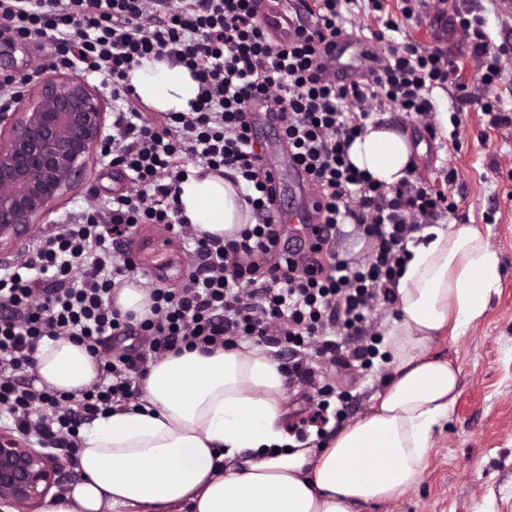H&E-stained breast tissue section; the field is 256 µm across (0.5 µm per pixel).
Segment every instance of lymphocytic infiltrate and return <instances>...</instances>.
<instances>
[{"label":"lymphocytic infiltrate","instance_id":"obj_1","mask_svg":"<svg viewBox=\"0 0 512 512\" xmlns=\"http://www.w3.org/2000/svg\"><path fill=\"white\" fill-rule=\"evenodd\" d=\"M346 2L310 0L295 9L293 37L282 42L265 21L279 0H0L1 39L43 40L52 67L81 65L101 76L119 104L106 152L132 182L66 217L23 263L0 268L1 422L25 438L73 448L82 422L139 397L153 362L241 342L273 348L289 385L315 393L314 415L295 429L299 439L324 436L330 421L344 419L346 396L327 384L328 368L371 365L382 341L368 323L373 303L394 302L412 233L453 209L416 170L388 190L350 163L348 148L372 113L391 107L426 116L453 62L408 44L373 54L367 79L337 80L324 57L347 32ZM456 24L481 84L492 86L502 66L486 19L460 14ZM145 58L190 71L199 89L190 111L147 117L129 82ZM255 99L280 110L288 157L319 198L299 249L282 242L278 194L247 117ZM192 166L242 184L251 223L224 240L195 237L176 205ZM142 224L164 226L190 245L193 266L178 286L142 283L149 307L139 317L120 314L112 297L139 281L132 235ZM347 224L369 241L366 259L335 252ZM61 337L100 362L91 387L65 393L30 382L40 342Z\"/></svg>","mask_w":512,"mask_h":512}]
</instances>
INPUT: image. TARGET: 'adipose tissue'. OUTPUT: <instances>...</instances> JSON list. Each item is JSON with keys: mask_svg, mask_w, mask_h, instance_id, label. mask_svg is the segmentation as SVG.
<instances>
[{"mask_svg": "<svg viewBox=\"0 0 512 512\" xmlns=\"http://www.w3.org/2000/svg\"><path fill=\"white\" fill-rule=\"evenodd\" d=\"M129 82L149 107L186 112L198 83L183 67L143 59ZM350 161L391 187L413 162L407 132L367 123ZM182 215L197 234L232 235L250 220L224 176L189 173ZM396 285L401 320L386 338L393 377L370 412L327 445L300 442L283 419L284 375L256 347L197 350L152 365L141 405L117 407L79 432L81 482L45 497L41 512H355L402 495L421 477L432 430L456 400L459 369L429 356L430 344L485 313L499 257L473 224L416 232ZM39 384L73 393L100 365L67 339L41 342Z\"/></svg>", "mask_w": 512, "mask_h": 512, "instance_id": "ef3b65f1", "label": "adipose tissue"}]
</instances>
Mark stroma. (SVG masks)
<instances>
[{
    "mask_svg": "<svg viewBox=\"0 0 512 512\" xmlns=\"http://www.w3.org/2000/svg\"><path fill=\"white\" fill-rule=\"evenodd\" d=\"M396 16L397 31H384L368 11L353 7L350 20L362 38L383 32L381 54L410 42L423 49L448 52L457 62L443 86L434 88V110L414 119L388 109V121L408 128L421 152L414 165L430 184L444 190L455 203L450 224L479 225L500 259V279L484 316L458 335H444L429 347L431 354L448 358L460 368L459 395L446 419L434 428L426 468L419 482L389 502L366 505L362 512H512V125L495 126L480 106L485 91L476 64L461 34L452 32L450 18L464 10L487 20L494 44L512 42V4L501 0H418L411 19L401 16L402 0H386ZM48 50L40 40L0 42V78L48 74ZM466 87L468 99L458 97ZM459 115L461 136L452 140L441 127V113ZM453 184H445L448 171ZM130 187L127 174L103 162L91 165L84 182L60 200L41 224L0 252V266L23 263L42 231L60 223L84 201L107 198ZM133 248L143 273L164 287L180 281L190 266L182 243L151 224L134 234ZM392 373L387 353H380L370 369L357 366L329 370L336 390L347 392L350 420L369 409L371 399Z\"/></svg>",
    "mask_w": 512,
    "mask_h": 512,
    "instance_id": "35a3bbf8",
    "label": "stroma"
}]
</instances>
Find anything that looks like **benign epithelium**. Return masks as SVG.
Returning <instances> with one entry per match:
<instances>
[{
    "instance_id": "benign-epithelium-1",
    "label": "benign epithelium",
    "mask_w": 512,
    "mask_h": 512,
    "mask_svg": "<svg viewBox=\"0 0 512 512\" xmlns=\"http://www.w3.org/2000/svg\"><path fill=\"white\" fill-rule=\"evenodd\" d=\"M106 99L83 76L49 74L24 82L0 111V249L41 223L102 157ZM60 458L0 433V504L35 512L60 486Z\"/></svg>"
}]
</instances>
